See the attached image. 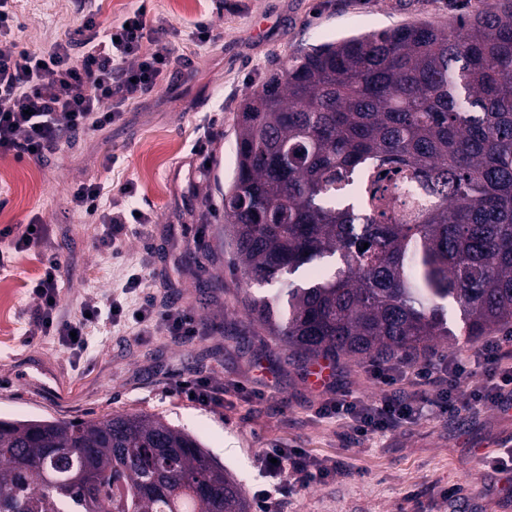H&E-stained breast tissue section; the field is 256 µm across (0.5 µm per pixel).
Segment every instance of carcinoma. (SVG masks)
Listing matches in <instances>:
<instances>
[{
  "label": "carcinoma",
  "instance_id": "1",
  "mask_svg": "<svg viewBox=\"0 0 512 512\" xmlns=\"http://www.w3.org/2000/svg\"><path fill=\"white\" fill-rule=\"evenodd\" d=\"M419 183L428 206L396 212ZM224 223L291 364L512 329V0L326 42L245 98ZM368 249H363V246ZM459 327L448 326V308ZM249 512L162 418L0 419V512Z\"/></svg>",
  "mask_w": 512,
  "mask_h": 512
}]
</instances>
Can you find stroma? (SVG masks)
I'll list each match as a JSON object with an SVG mask.
<instances>
[{
  "mask_svg": "<svg viewBox=\"0 0 512 512\" xmlns=\"http://www.w3.org/2000/svg\"><path fill=\"white\" fill-rule=\"evenodd\" d=\"M484 0H151L153 14L181 33L207 20L215 40L187 50L167 84L94 136L67 135L38 160L0 156V228L37 218L60 262V317H77L91 295L112 292L126 271L145 274L158 302L190 309L197 338L178 345L162 335L137 339L107 323L91 330L86 357L53 336L28 338L35 307L26 283L41 267L37 251L12 254L0 282L13 290L0 312V417L97 418L113 412L157 415L197 437L253 494L267 480L266 448H302L340 463L341 475L286 496L284 512H512V471L482 458L512 448V407L489 404L456 415H422L394 432L346 438L345 424L317 409L331 392L367 399L384 388L368 360L331 368L313 385L308 367L248 315L247 286L232 263L224 191L236 163L237 116L244 97L300 50L366 28L408 22L447 27ZM18 37L50 46L75 33L74 0H24ZM95 182L110 202L131 187L152 217L129 233L121 257L98 244L92 217L71 193ZM188 376L220 381L224 403L202 405L179 391Z\"/></svg>",
  "mask_w": 512,
  "mask_h": 512,
  "instance_id": "obj_1",
  "label": "stroma"
}]
</instances>
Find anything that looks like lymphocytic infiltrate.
Here are the masks:
<instances>
[{
  "instance_id": "1",
  "label": "lymphocytic infiltrate",
  "mask_w": 512,
  "mask_h": 512,
  "mask_svg": "<svg viewBox=\"0 0 512 512\" xmlns=\"http://www.w3.org/2000/svg\"><path fill=\"white\" fill-rule=\"evenodd\" d=\"M18 0H0V155L16 159L41 158L53 150L64 133L90 134L119 120L123 112L162 85L180 64L187 46H201L214 38L207 21H197L186 39H170L161 17L150 13L145 0L122 18L102 23L94 0H80V39L55 40L49 48H31L14 34L20 25ZM101 187L82 183L72 191L76 210L100 213V247L116 252L130 225L146 224L131 190L100 211ZM60 261L44 251L42 271L30 281L36 302L29 330L33 336H55L74 357L90 347L89 331L106 320L137 336L165 332L171 341L187 344L197 334L193 315L184 309L161 307L144 275L132 274L122 287L105 297L84 300L76 319L59 316ZM504 337H487L470 357L441 354L410 360L404 357L376 362L372 371L385 387L410 383L423 390L422 406L443 415L488 403L501 404V391L512 386V372L501 369ZM481 378L480 386L462 392L467 379ZM410 401L385 395L376 400L338 396L323 402L322 417L342 421L351 434L367 438L390 433L416 416ZM259 460L274 478L273 488L253 494L255 512H281V496L292 487L307 488L332 474L331 465L300 448H267Z\"/></svg>"
}]
</instances>
